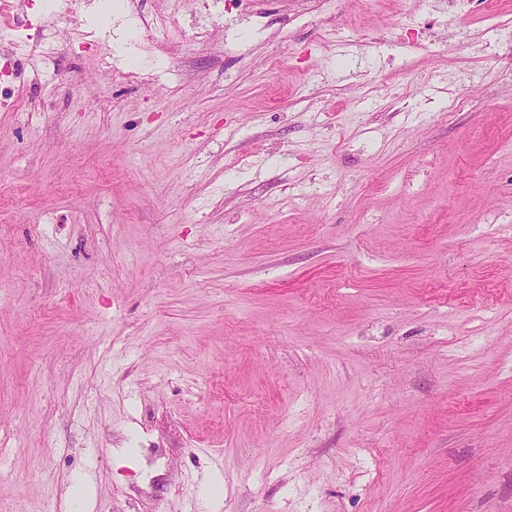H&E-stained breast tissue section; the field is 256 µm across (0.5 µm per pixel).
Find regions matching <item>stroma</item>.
<instances>
[{"mask_svg":"<svg viewBox=\"0 0 512 512\" xmlns=\"http://www.w3.org/2000/svg\"><path fill=\"white\" fill-rule=\"evenodd\" d=\"M101 7L0 0V512H512V0Z\"/></svg>","mask_w":512,"mask_h":512,"instance_id":"35a3bbf8","label":"stroma"}]
</instances>
